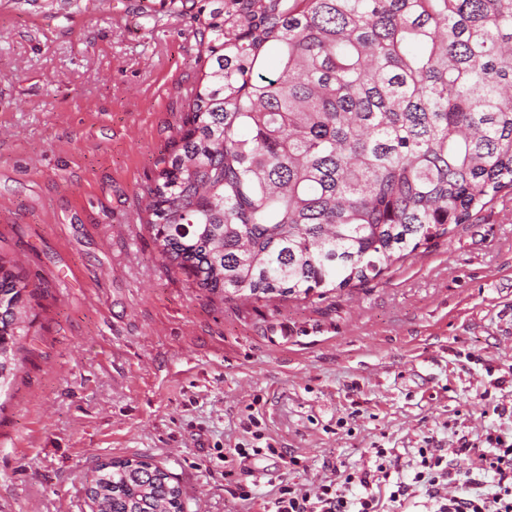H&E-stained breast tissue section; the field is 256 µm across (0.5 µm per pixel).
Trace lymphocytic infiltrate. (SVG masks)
Returning <instances> with one entry per match:
<instances>
[{"label": "lymphocytic infiltrate", "instance_id": "f902f5d3", "mask_svg": "<svg viewBox=\"0 0 512 512\" xmlns=\"http://www.w3.org/2000/svg\"><path fill=\"white\" fill-rule=\"evenodd\" d=\"M494 449L481 458L484 472L493 476L486 483L472 478L448 463L449 449L432 448L422 456L412 480L393 478L383 465L386 449L376 451L381 463L376 469L347 473L343 482L324 478L310 484L285 483L273 499L274 512H379V486L392 485L391 502L408 499L424 489L434 512H512V443L494 437ZM361 494H352V486Z\"/></svg>", "mask_w": 512, "mask_h": 512}]
</instances>
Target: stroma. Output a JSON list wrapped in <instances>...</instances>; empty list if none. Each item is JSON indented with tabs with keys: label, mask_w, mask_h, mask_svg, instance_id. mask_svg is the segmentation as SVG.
<instances>
[{
	"label": "stroma",
	"mask_w": 512,
	"mask_h": 512,
	"mask_svg": "<svg viewBox=\"0 0 512 512\" xmlns=\"http://www.w3.org/2000/svg\"><path fill=\"white\" fill-rule=\"evenodd\" d=\"M147 3L0 0V254L34 319L0 396V512H91L110 459L164 467L184 512H267L275 486L375 468L378 446L409 480L418 449L464 439L482 478L486 435L512 440V200L353 288L208 294L140 222L205 52ZM242 445L262 452L225 462Z\"/></svg>",
	"instance_id": "35a3bbf8"
}]
</instances>
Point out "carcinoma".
<instances>
[{"label": "carcinoma", "mask_w": 512, "mask_h": 512, "mask_svg": "<svg viewBox=\"0 0 512 512\" xmlns=\"http://www.w3.org/2000/svg\"><path fill=\"white\" fill-rule=\"evenodd\" d=\"M161 2L206 56L140 220L196 287L361 285L512 192V0ZM14 267L0 255V390L29 332ZM87 496L92 512H184L144 461L100 464Z\"/></svg>", "instance_id": "cac0c4a2"}]
</instances>
